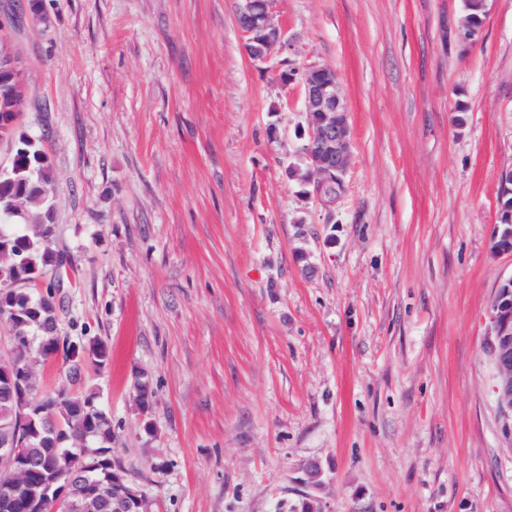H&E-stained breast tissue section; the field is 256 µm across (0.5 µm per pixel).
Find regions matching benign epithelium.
I'll return each mask as SVG.
<instances>
[{
    "instance_id": "obj_1",
    "label": "benign epithelium",
    "mask_w": 512,
    "mask_h": 512,
    "mask_svg": "<svg viewBox=\"0 0 512 512\" xmlns=\"http://www.w3.org/2000/svg\"><path fill=\"white\" fill-rule=\"evenodd\" d=\"M237 24L247 36L246 51L257 62L267 60L270 51L286 42L285 29L274 22L273 0H238ZM9 81L21 84V72L10 49L0 55V72ZM307 139L302 156L317 167L315 194L326 207L336 202V195L326 191L329 183L345 178L351 161V133L348 110L339 77L327 66H312L301 78ZM492 313L491 352L500 377V399L512 412V300L498 296ZM22 448L11 442L0 443V462L9 466L21 457ZM97 462L83 463L76 471L59 478L61 485L31 500L30 506L55 512H84L89 497L100 509L112 507L118 512L127 501L138 496L134 489H122L112 496V487L94 477Z\"/></svg>"
}]
</instances>
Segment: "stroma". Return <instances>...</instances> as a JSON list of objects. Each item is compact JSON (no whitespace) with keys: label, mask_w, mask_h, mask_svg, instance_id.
I'll return each instance as SVG.
<instances>
[{"label":"stroma","mask_w":512,"mask_h":512,"mask_svg":"<svg viewBox=\"0 0 512 512\" xmlns=\"http://www.w3.org/2000/svg\"><path fill=\"white\" fill-rule=\"evenodd\" d=\"M39 0L11 19L22 130L46 134L62 335L153 512H512L490 349L512 168V0ZM336 70L353 138L323 207L291 175L293 73ZM155 391L133 401L135 374ZM317 467L319 486L305 484ZM238 2L237 24L247 36V54L254 61L264 62L275 46L287 41L285 29L274 22L273 0ZM463 4L467 28L462 33L464 38L459 36V40L466 44L474 41V37L478 35L486 17L487 8L485 0H464ZM508 186L510 191L503 188L500 180L498 224L502 226V229L500 232L498 230V235L495 237L494 247L496 248L512 247V183ZM132 389L135 393L134 400L142 414L147 413L154 403L155 391L151 379L145 374L135 377Z\"/></svg>","instance_id":"obj_1"}]
</instances>
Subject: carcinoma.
<instances>
[{
    "mask_svg": "<svg viewBox=\"0 0 512 512\" xmlns=\"http://www.w3.org/2000/svg\"><path fill=\"white\" fill-rule=\"evenodd\" d=\"M467 28L461 42L473 41L487 14L485 0H463ZM22 91L6 78L0 79V139L23 141L25 134L13 124L21 112ZM51 164L42 142L24 144L15 152L10 180L0 183V306L8 310L13 343L0 356V439L22 441L27 454L46 466L28 475L26 485L10 482L0 470V512H31L30 495L47 486L55 474L70 473L79 465L78 449H88L93 459L103 460L100 476L127 487L134 479L112 457L115 433L112 419L97 402V393L79 387L77 363L104 369L109 360L107 346L98 341L74 353V346L61 343L59 306L55 294L63 282L64 262L53 249L50 192ZM498 224L494 247H512V183L499 188ZM53 279L39 283L46 273ZM73 362L67 385L44 381L48 362L56 356ZM132 389L141 413L154 403L155 391L145 374L135 377Z\"/></svg>",
    "mask_w": 512,
    "mask_h": 512,
    "instance_id": "carcinoma-1",
    "label": "carcinoma"
}]
</instances>
